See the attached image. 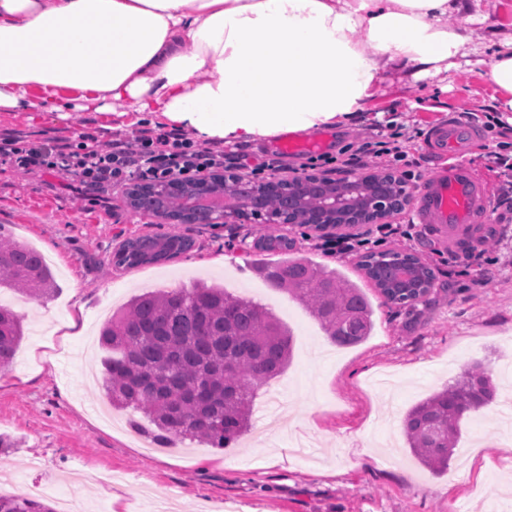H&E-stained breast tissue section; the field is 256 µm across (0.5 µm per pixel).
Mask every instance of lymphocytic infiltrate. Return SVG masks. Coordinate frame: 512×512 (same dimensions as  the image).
<instances>
[{
    "mask_svg": "<svg viewBox=\"0 0 512 512\" xmlns=\"http://www.w3.org/2000/svg\"><path fill=\"white\" fill-rule=\"evenodd\" d=\"M394 123L383 140L365 142L355 153L339 158L338 168L371 164L397 165L407 160ZM238 152L197 143L180 128L142 129L135 135L107 140L76 129L71 136L35 138L14 131L0 132V165L22 174L58 175L76 180L85 198L106 199L113 187L131 182L161 183L194 180L236 165Z\"/></svg>",
    "mask_w": 512,
    "mask_h": 512,
    "instance_id": "lymphocytic-infiltrate-1",
    "label": "lymphocytic infiltrate"
}]
</instances>
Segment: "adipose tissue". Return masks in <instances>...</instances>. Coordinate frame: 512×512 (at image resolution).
Listing matches in <instances>:
<instances>
[{
  "label": "adipose tissue",
  "instance_id": "1",
  "mask_svg": "<svg viewBox=\"0 0 512 512\" xmlns=\"http://www.w3.org/2000/svg\"><path fill=\"white\" fill-rule=\"evenodd\" d=\"M476 0H0V112H148L201 143L347 124L490 53L512 112V30L471 28Z\"/></svg>",
  "mask_w": 512,
  "mask_h": 512
}]
</instances>
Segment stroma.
Here are the masks:
<instances>
[{"instance_id": "35a3bbf8", "label": "stroma", "mask_w": 512, "mask_h": 512, "mask_svg": "<svg viewBox=\"0 0 512 512\" xmlns=\"http://www.w3.org/2000/svg\"><path fill=\"white\" fill-rule=\"evenodd\" d=\"M494 94L480 68L449 79V109L413 106L399 91L372 101L355 123L312 131L316 150L279 154L277 141L243 144L254 167L279 157L284 170L335 157L356 140L377 141L388 121L402 123L411 170L425 177L434 165L424 142L428 128L469 112L483 119ZM151 114L129 112H0V131L64 137L82 126L127 135ZM498 136L484 134L466 164L498 198L504 172L486 155ZM487 221L473 245L483 258L464 267V250L419 224L413 240L384 239L381 249L426 258L436 276L435 304L407 311L366 294L374 328L362 343L332 347L304 304L264 287L252 268L261 238L255 224H180L193 248L162 264L121 271L109 261L124 240L166 232V224L133 211L123 189L112 214L83 199L76 182L22 175L0 165V234L28 243L47 258L58 292L31 298L0 288V304L24 319L25 336L13 365L0 371V493L40 483L43 496L67 494L85 512H512V210ZM319 265L358 280L359 255H324L318 231L284 225ZM230 286L234 296L271 309L293 335L285 372L256 389L250 427L229 448L186 440L159 444L136 428L143 414L112 407L103 387L106 356L100 325L144 283L189 288L198 279ZM80 330L65 333L70 318ZM481 362L496 388L494 403L467 415L447 472L423 468L405 446L402 418L431 392Z\"/></svg>"}]
</instances>
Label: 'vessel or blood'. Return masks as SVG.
Segmentation results:
<instances>
[{
    "instance_id": "obj_1",
    "label": "vessel or blood",
    "mask_w": 512,
    "mask_h": 512,
    "mask_svg": "<svg viewBox=\"0 0 512 512\" xmlns=\"http://www.w3.org/2000/svg\"><path fill=\"white\" fill-rule=\"evenodd\" d=\"M479 139L476 128L448 122L433 125L426 142L438 164L416 190V217L456 243L473 241L475 226L489 213L486 185L462 160Z\"/></svg>"
}]
</instances>
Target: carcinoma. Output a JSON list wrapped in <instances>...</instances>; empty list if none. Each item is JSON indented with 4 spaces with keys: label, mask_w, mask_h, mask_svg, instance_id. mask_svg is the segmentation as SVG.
<instances>
[{
    "label": "carcinoma",
    "mask_w": 512,
    "mask_h": 512,
    "mask_svg": "<svg viewBox=\"0 0 512 512\" xmlns=\"http://www.w3.org/2000/svg\"><path fill=\"white\" fill-rule=\"evenodd\" d=\"M263 241V251L286 258L256 259L254 267L270 287L300 300L334 344L357 345L370 336L373 309L362 288L300 254L284 235L267 232ZM192 247L193 241L176 231L128 238L113 253L112 265L130 270L165 263ZM398 255V250L369 252L359 267L385 303L411 310L428 304L394 287ZM1 286L30 297L56 290L39 252L2 236ZM23 336L21 317L0 305V370L11 366ZM99 344L109 353L104 383L112 405L144 414L162 441L190 439L222 449L248 430L257 384L284 372L292 333L265 306L202 282L134 297L102 326ZM494 399L482 364L473 363L405 413L410 453L431 473L447 471L464 417ZM0 512L55 510L34 498L0 495Z\"/></svg>",
    "instance_id": "carcinoma-1"
}]
</instances>
